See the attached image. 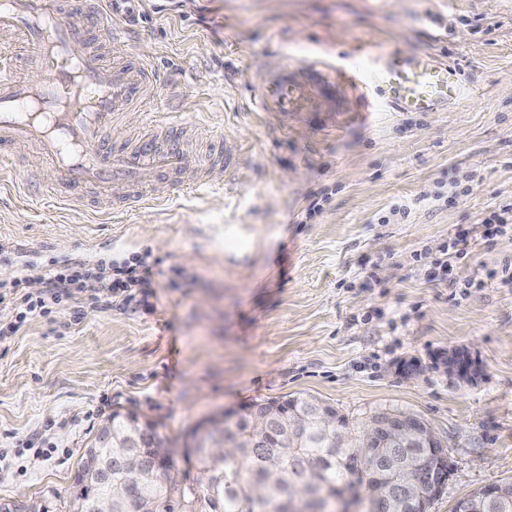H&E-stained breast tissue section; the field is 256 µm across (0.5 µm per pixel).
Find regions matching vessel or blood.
<instances>
[{
    "label": "vessel or blood",
    "mask_w": 512,
    "mask_h": 512,
    "mask_svg": "<svg viewBox=\"0 0 512 512\" xmlns=\"http://www.w3.org/2000/svg\"><path fill=\"white\" fill-rule=\"evenodd\" d=\"M129 2L85 0L79 8L68 0H0V30L19 33L26 46L20 59L11 45L0 46V160L9 161L13 147L37 145L64 184L54 195L64 208L84 206L80 191L86 187L131 208L161 201L166 192L156 187L155 174L181 163L177 151L156 150L149 141L107 157L100 149L112 123L141 104L152 86L146 63L109 60L89 38L94 24L110 42L128 40V30L106 17ZM20 64L41 73V80L18 76ZM353 77L371 82L408 112L442 110L464 93L456 68L428 55H369ZM305 93L284 77L264 88L259 105L299 108Z\"/></svg>",
    "instance_id": "vessel-or-blood-1"
}]
</instances>
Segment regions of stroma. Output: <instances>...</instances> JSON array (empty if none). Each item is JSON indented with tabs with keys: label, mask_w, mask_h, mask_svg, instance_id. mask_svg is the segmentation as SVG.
Listing matches in <instances>:
<instances>
[{
	"label": "stroma",
	"mask_w": 512,
	"mask_h": 512,
	"mask_svg": "<svg viewBox=\"0 0 512 512\" xmlns=\"http://www.w3.org/2000/svg\"><path fill=\"white\" fill-rule=\"evenodd\" d=\"M448 15L436 32L430 15ZM112 48L153 70L155 96L114 122L127 147L157 113L180 116L182 170L160 205L58 210L36 145L10 176L42 194H0V284L37 291L53 267L147 270L136 306L55 313L0 342V504L65 512L85 448L113 411L152 422L180 481L199 464L184 443L201 419L255 401L311 395L352 421L421 417L452 468L430 512L512 479V233L477 238L441 272V248L512 198V0H136ZM455 64L465 94L439 112H403L352 80L364 53ZM308 86L300 109L265 111L280 73ZM236 149L195 188L197 155ZM321 213L308 216L314 194ZM409 216L378 223L392 204ZM449 284L433 287L430 277ZM483 287H472V280ZM467 348L476 385L429 364ZM405 361L423 374L397 373ZM56 445L50 460L32 449Z\"/></svg>",
	"instance_id": "stroma-1"
}]
</instances>
